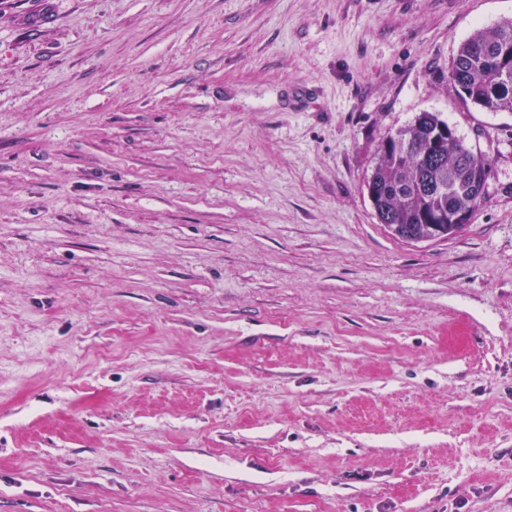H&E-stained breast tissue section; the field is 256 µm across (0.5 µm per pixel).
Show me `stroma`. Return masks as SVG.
Segmentation results:
<instances>
[{
    "mask_svg": "<svg viewBox=\"0 0 512 512\" xmlns=\"http://www.w3.org/2000/svg\"><path fill=\"white\" fill-rule=\"evenodd\" d=\"M512 0H0V512H512ZM493 163L448 238L381 142ZM512 21L475 29L448 65V84L466 106L512 112ZM491 169L441 113L421 112L382 141L367 190L379 223L419 242L430 240L434 225L439 238L455 234L448 224H468L486 199ZM438 216L448 224H431Z\"/></svg>",
    "mask_w": 512,
    "mask_h": 512,
    "instance_id": "obj_1",
    "label": "stroma"
}]
</instances>
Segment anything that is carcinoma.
<instances>
[{
    "mask_svg": "<svg viewBox=\"0 0 512 512\" xmlns=\"http://www.w3.org/2000/svg\"><path fill=\"white\" fill-rule=\"evenodd\" d=\"M512 21L475 29L448 65V85L466 106L512 112ZM491 162L469 148L439 112H421L384 139L367 184L379 223L407 241L431 237V220L470 214L486 199Z\"/></svg>",
    "mask_w": 512,
    "mask_h": 512,
    "instance_id": "cac0c4a2",
    "label": "carcinoma"
}]
</instances>
